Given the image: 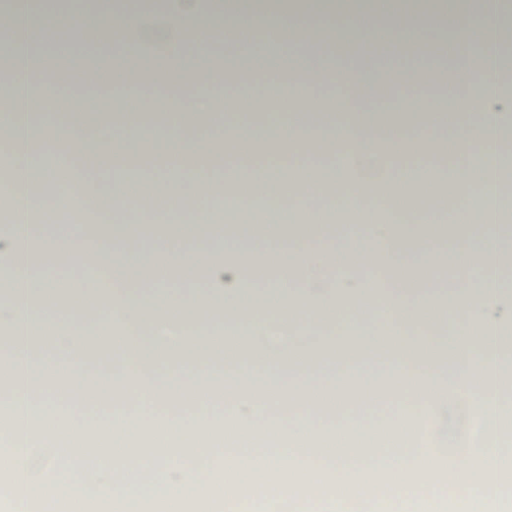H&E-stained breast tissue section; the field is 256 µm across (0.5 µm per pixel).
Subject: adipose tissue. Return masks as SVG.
Wrapping results in <instances>:
<instances>
[{
	"mask_svg": "<svg viewBox=\"0 0 512 512\" xmlns=\"http://www.w3.org/2000/svg\"><path fill=\"white\" fill-rule=\"evenodd\" d=\"M79 22L54 42L50 19L60 0H10L0 8V84L14 106L0 114V143L10 154L0 174V198L10 228L0 235V343L9 351L7 395L0 397V501L10 512H68L92 502L97 512H512V448L455 447L472 416L512 430V226L503 221L507 182L502 159L512 154V98L501 87L512 78V0H138L133 10L112 0H76ZM112 14L122 33V60L82 66L85 47L103 39L100 19ZM399 28L415 42L381 40ZM278 44L281 56L257 54L256 41ZM217 46L234 99L216 94L214 68L174 69L166 54L197 55ZM430 51L452 60L447 72L464 92L466 109L439 120L436 103L416 98L402 112H373L364 98L386 80L415 82L424 67L406 54ZM77 68L82 85L118 90L163 86L160 101L144 97L139 111L99 128L78 100L65 122L40 126L30 103L54 111L63 85L50 56ZM343 90L319 111L312 87ZM52 144L69 165L40 164ZM451 145L448 172L423 157ZM158 155L172 179L152 181L151 200L166 213L190 217L191 236L178 248L139 229L140 201L120 195L104 206L120 223L104 237L80 235L72 224H36L28 192L32 176L61 189L58 203L75 210L86 199L75 189L83 164L106 165L111 181L136 175L143 147ZM318 153L339 163L314 164ZM479 166L465 165L471 154ZM263 164H256V157ZM208 167L220 180L180 182L179 174ZM276 182V194L257 195L272 215L329 214V221L287 229L250 224L247 238L214 223L227 205V186ZM449 182L466 227L423 224L429 203L421 187ZM447 240V251L436 244ZM127 262L103 290L90 281L38 275L37 261L85 259L111 267ZM345 274L330 277L334 263ZM483 275L470 277L471 264ZM279 276L304 281L300 295L276 291L255 299L241 282ZM374 267L389 286L374 299L359 277ZM442 267L461 286L451 301L424 289ZM174 278L204 281L203 294L147 295L134 282ZM395 316L389 334L377 325L356 331L338 319L373 302ZM93 305L103 319L79 322L70 310ZM215 324L190 323L195 310ZM451 316L448 327L432 316ZM53 339L54 357L40 358V337ZM224 344V361L176 373L159 361L181 351L201 354ZM111 351V373L88 370L90 351ZM95 395L98 414L65 415L61 406ZM383 404L390 416L363 417ZM329 410L334 429L316 426ZM441 418L444 451L427 443L429 420ZM237 438L224 439L226 428ZM353 438L338 455L325 454L328 432ZM264 458L271 478L242 497L225 471L227 456Z\"/></svg>",
	"mask_w": 512,
	"mask_h": 512,
	"instance_id": "1",
	"label": "adipose tissue"
}]
</instances>
